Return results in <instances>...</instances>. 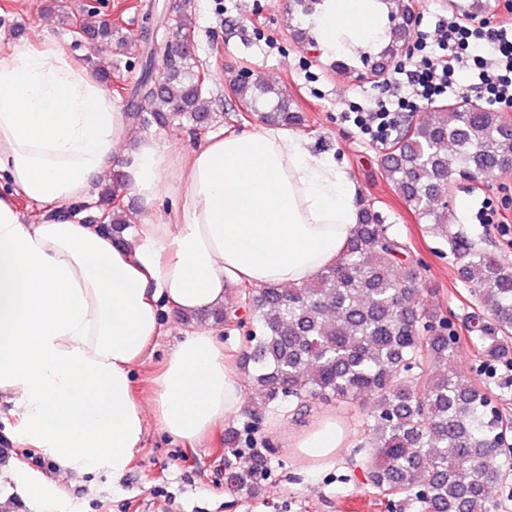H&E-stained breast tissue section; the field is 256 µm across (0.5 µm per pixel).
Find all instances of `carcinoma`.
I'll return each mask as SVG.
<instances>
[{"instance_id":"carcinoma-1","label":"carcinoma","mask_w":512,"mask_h":512,"mask_svg":"<svg viewBox=\"0 0 512 512\" xmlns=\"http://www.w3.org/2000/svg\"><path fill=\"white\" fill-rule=\"evenodd\" d=\"M153 5L144 13L139 36L119 33L85 10L76 34L138 48L141 75L127 100L129 114L143 127L188 123L212 125L207 77L192 57L168 56L154 35ZM406 38L391 28L380 58L391 63ZM162 77L154 84L156 61ZM226 86L241 112H259L268 125L300 128L305 116L282 87L255 74L231 76ZM512 161V123L490 109L463 106L430 110L408 125L384 155L383 176L418 221L450 239L458 253L459 278L472 288L487 314H473L483 369L512 366V261L460 239L452 232L444 199L454 182L503 172ZM101 219L118 235L133 223L123 206L119 172L99 192ZM421 263L377 212L363 206L359 224L336 263L311 281L289 288H238L252 326L243 336L238 362L247 374L257 411L286 399L344 405L372 401L366 426L370 447L358 449L357 467L372 493L393 508L413 512H497L493 488L498 461L512 450V418L478 384L455 368L457 336L443 313L424 303ZM232 301L207 313L216 324L237 318ZM256 425L224 430L231 472L227 485L255 494L268 472L256 451L248 465L236 464L239 449L254 447Z\"/></svg>"}]
</instances>
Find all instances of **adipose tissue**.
Segmentation results:
<instances>
[{
	"instance_id": "ef3b65f1",
	"label": "adipose tissue",
	"mask_w": 512,
	"mask_h": 512,
	"mask_svg": "<svg viewBox=\"0 0 512 512\" xmlns=\"http://www.w3.org/2000/svg\"><path fill=\"white\" fill-rule=\"evenodd\" d=\"M386 12L383 0H322L319 43L330 53L379 46ZM115 167L150 213L120 244L69 214ZM0 178V400L62 479L122 478L148 422L194 445L237 414L238 370L203 328L178 341L152 398L136 396L132 373L166 333L163 308L193 315L243 283L302 285L336 262L359 222L344 167L302 137L212 132L171 156L156 137H132L105 85L47 40L0 50ZM165 194L172 224L152 215ZM20 197L61 219L24 223ZM346 442L326 416L289 445L326 463Z\"/></svg>"
}]
</instances>
